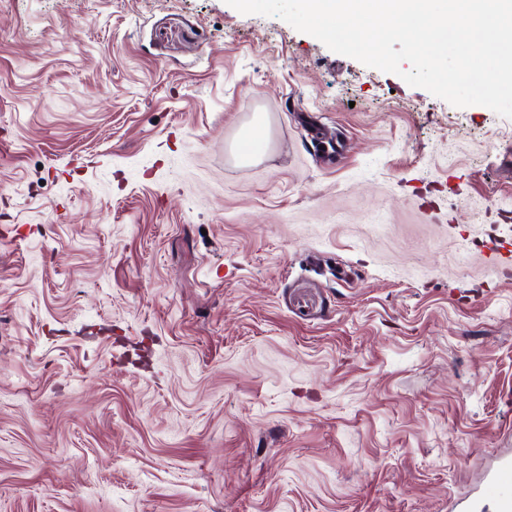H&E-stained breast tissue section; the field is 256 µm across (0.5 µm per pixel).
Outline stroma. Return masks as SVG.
I'll list each match as a JSON object with an SVG mask.
<instances>
[{
	"label": "stroma",
	"instance_id": "obj_1",
	"mask_svg": "<svg viewBox=\"0 0 512 512\" xmlns=\"http://www.w3.org/2000/svg\"><path fill=\"white\" fill-rule=\"evenodd\" d=\"M504 456L512 119L226 0H0V512H455Z\"/></svg>",
	"mask_w": 512,
	"mask_h": 512
}]
</instances>
